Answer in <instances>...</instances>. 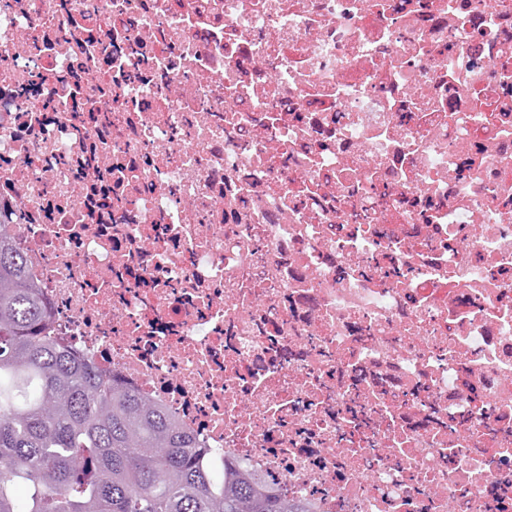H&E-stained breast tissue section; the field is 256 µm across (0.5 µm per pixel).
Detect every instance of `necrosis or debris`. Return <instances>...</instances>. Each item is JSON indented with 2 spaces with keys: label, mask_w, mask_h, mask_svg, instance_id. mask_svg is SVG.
I'll return each instance as SVG.
<instances>
[{
  "label": "necrosis or debris",
  "mask_w": 512,
  "mask_h": 512,
  "mask_svg": "<svg viewBox=\"0 0 512 512\" xmlns=\"http://www.w3.org/2000/svg\"><path fill=\"white\" fill-rule=\"evenodd\" d=\"M0 218L216 463L512 512V0H0Z\"/></svg>",
  "instance_id": "obj_1"
}]
</instances>
